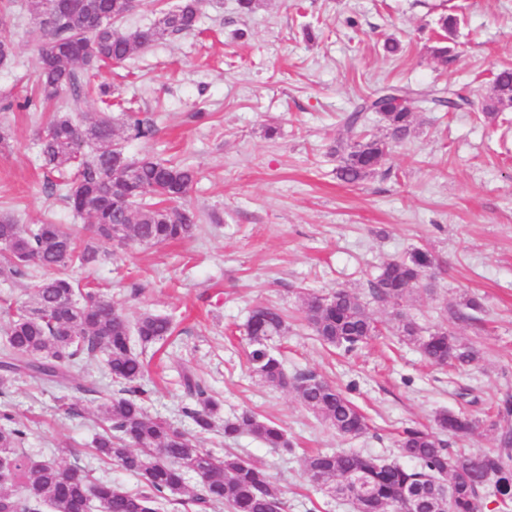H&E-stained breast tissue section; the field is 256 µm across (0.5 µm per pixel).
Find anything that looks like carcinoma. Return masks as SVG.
<instances>
[{"label":"carcinoma","mask_w":512,"mask_h":512,"mask_svg":"<svg viewBox=\"0 0 512 512\" xmlns=\"http://www.w3.org/2000/svg\"><path fill=\"white\" fill-rule=\"evenodd\" d=\"M48 0H27L34 25L39 67L34 96L45 105L60 103L62 95L79 102L96 97L100 115L83 124L72 113L56 107L38 131L40 158L49 173L65 179V199L70 208L90 220L103 240L158 245L195 236L199 214L187 204L197 183L198 170L188 164L153 155L131 156L130 139H151L156 129L149 120L127 108L121 129L112 122V91L96 81L101 68L126 61L169 37L197 29L206 0H179L158 11L148 26L123 31L116 23L130 16V0H81L72 12L48 14ZM414 92L390 85L362 99L344 119L347 138L340 141L336 176L355 184L373 174L388 156L393 143L405 142L412 132ZM435 108H461L464 98L442 89L430 99ZM512 107V68L494 74L491 93L482 105L487 117ZM378 113L385 122L382 136L366 134L367 114ZM96 152L83 151L86 143ZM77 236L48 221L26 225L10 213H0V271L24 276L35 267L40 280L29 303L12 310L6 330V373L26 372L45 382H57L65 370L83 360L101 357L102 367L118 394L98 406L104 423L92 440V454L104 465H115L137 476L143 488L130 491L98 478L79 465L47 460L37 469L15 466L12 479L0 482V512H166L169 505L186 510L198 507L230 512H283L281 489L265 468L227 451L222 456L200 448L187 434L167 421L148 415L143 407L148 390L143 387V353L174 332L172 319L145 312L131 322L105 294L84 288L65 273L84 265L91 253L78 249ZM434 265L432 254L415 248L408 255L385 263L372 294L396 306L401 332L415 341L434 367L459 370L474 363L478 352L445 329L420 334L402 303L417 290ZM302 309L309 329L324 344L346 353L379 336L378 321L352 291L338 288L327 295L308 293ZM484 306L480 298L467 297L451 311L458 321L477 322ZM246 335L256 348L250 352L255 372L265 382L293 390L306 409L342 437H357L369 428L368 419L338 388L313 373L288 375L283 360L265 342L286 331L283 314L270 307L253 312ZM191 404L182 408L201 435L212 430L220 410L203 381L183 374ZM443 433L469 435L477 422L459 412L442 411L435 417ZM488 427L497 432V450L471 455L452 450L435 433L403 429L398 440L399 459L337 450L318 452L303 461V472L313 484H334L336 494L347 498L354 512H406L405 492L431 484H445L448 493L429 498L424 512H480L481 493L492 488L500 512L512 509V402L498 403ZM247 432L269 448L292 450L284 431L273 421L244 412L224 419V438ZM27 431L0 427V460L8 466ZM190 475L199 478L187 491Z\"/></svg>","instance_id":"1"}]
</instances>
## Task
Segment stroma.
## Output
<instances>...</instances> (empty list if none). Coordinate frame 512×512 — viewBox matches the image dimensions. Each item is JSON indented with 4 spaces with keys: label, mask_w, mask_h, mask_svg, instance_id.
Returning <instances> with one entry per match:
<instances>
[{
    "label": "stroma",
    "mask_w": 512,
    "mask_h": 512,
    "mask_svg": "<svg viewBox=\"0 0 512 512\" xmlns=\"http://www.w3.org/2000/svg\"><path fill=\"white\" fill-rule=\"evenodd\" d=\"M444 13L460 23L441 65L428 47ZM0 34L15 44L12 62L0 67V132L8 136L0 211L77 230L79 247L97 259L70 275L109 294L129 320L145 312L177 318L175 340L145 353L150 414L196 435L182 413V375L190 371L220 399L224 416L248 410L285 430L288 452L246 433L229 444L218 429L196 437L214 454L229 445L262 463L287 512H352L330 486L306 479V454L343 448L392 459L404 428H434L446 409L481 420L512 397V108L491 119L481 113L494 72L512 66V0H259L249 15L238 0H210L198 33L160 41L106 75L116 97L134 101L157 130L152 140L127 141L128 153L173 157L199 171L189 194L199 233L155 246L96 240L63 190L47 185L36 133L48 113L24 103L38 68L25 0H15ZM390 38L401 45L393 55L383 50ZM388 85L424 94L449 86L470 104L418 110L410 137L380 169L345 183L329 149L353 105ZM417 247L446 270L404 310L421 331L448 329L478 351V361L456 373L427 364L401 336L391 303L371 296L382 265ZM339 287L367 302L387 333L349 356L321 345L297 319L305 293ZM472 295L485 304L481 323L446 317ZM259 307L286 317L272 346L289 373L311 372L349 391L368 433L338 436L295 393L252 372L243 331ZM79 383L93 394L78 393ZM113 391L94 362L54 384L14 375L0 383V426L27 430L26 455L92 467L136 489L137 477L98 464L89 451L96 407Z\"/></svg>",
    "instance_id": "35a3bbf8"
}]
</instances>
